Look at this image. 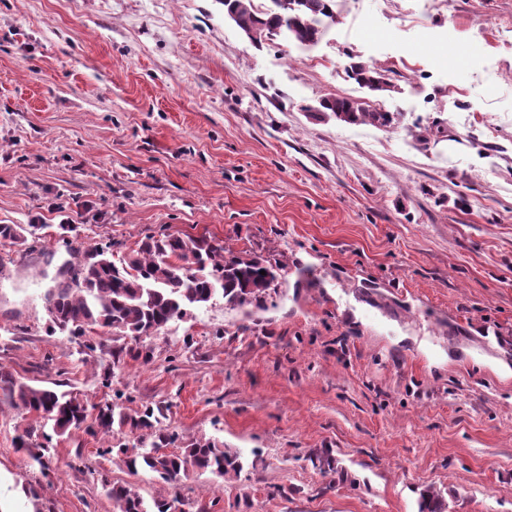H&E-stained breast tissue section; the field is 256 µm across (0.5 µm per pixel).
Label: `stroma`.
Returning a JSON list of instances; mask_svg holds the SVG:
<instances>
[{
  "mask_svg": "<svg viewBox=\"0 0 512 512\" xmlns=\"http://www.w3.org/2000/svg\"><path fill=\"white\" fill-rule=\"evenodd\" d=\"M315 45H254L219 0H0V369L237 452L190 470L183 512H512V0H337ZM377 67L372 92L346 65ZM345 96L392 129L318 111ZM210 234L277 261L263 307L223 300L113 363L50 332L70 245ZM53 253L45 263V253ZM0 398V512H113L107 483L172 498L81 430ZM336 461L324 471L320 454ZM36 486L39 502L23 489Z\"/></svg>",
  "mask_w": 512,
  "mask_h": 512,
  "instance_id": "35a3bbf8",
  "label": "stroma"
}]
</instances>
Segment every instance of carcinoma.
<instances>
[{
    "label": "carcinoma",
    "instance_id": "cac0c4a2",
    "mask_svg": "<svg viewBox=\"0 0 512 512\" xmlns=\"http://www.w3.org/2000/svg\"><path fill=\"white\" fill-rule=\"evenodd\" d=\"M271 6L259 10L253 0H234L236 25L244 31L261 24L268 35L283 32L304 44L320 40L336 18V0H270ZM349 76L371 91L377 90L383 75L366 64L353 62ZM324 111L352 125H371L391 129L398 125L392 112L381 111L368 103L348 97L328 100ZM41 230L37 224L25 229L16 224H0V238L12 240L33 235ZM114 244L89 246L81 251L76 264L79 284L69 287L61 283L46 289L43 298L52 326L74 337L85 338L84 347L94 352L99 347L89 333L108 331L128 339L112 348L113 363L124 356L151 359L145 340L160 333L175 319H182L193 309L220 297L230 307L263 305L265 295L277 285L283 266L259 257H243L210 236L147 234L136 248L115 255ZM265 274H260V271ZM0 393L27 412H34L53 431L64 435L86 426V431L104 438L125 427L140 432L137 443L123 447L124 463L131 471L148 469L169 485L188 474L189 468L208 470L220 478L239 476V457L206 437L193 438L172 451L178 435L161 426L155 411L147 406L132 416L115 405L88 412L74 394L37 387L20 382L0 371ZM114 512H172L175 502H147L136 490L125 484H114L108 490ZM419 512H440L439 494L427 489L421 494Z\"/></svg>",
    "mask_w": 512,
    "mask_h": 512
}]
</instances>
